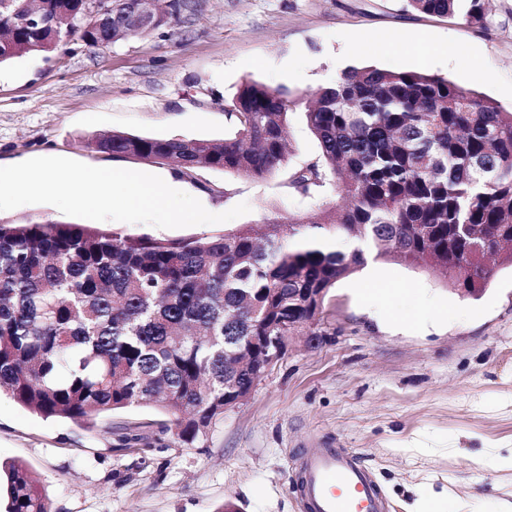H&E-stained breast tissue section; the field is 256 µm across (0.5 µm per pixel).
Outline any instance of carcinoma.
Listing matches in <instances>:
<instances>
[{"label":"carcinoma","mask_w":512,"mask_h":512,"mask_svg":"<svg viewBox=\"0 0 512 512\" xmlns=\"http://www.w3.org/2000/svg\"><path fill=\"white\" fill-rule=\"evenodd\" d=\"M128 0L87 29L83 0H40L32 26L0 0V64L77 38L88 47L171 27L189 0L155 6L154 22L123 24ZM485 0H409L422 13L480 24ZM304 119L318 157L288 168V187L333 190L346 206L319 207L264 232L242 224L171 241L50 219L0 221V393L45 418L87 429L133 406L166 419L162 433L202 443L224 419V352L248 336L316 324L314 296L374 258H421L462 294L485 288L502 254L512 267V110L419 71L348 68L310 94ZM285 91L247 81L232 100L236 132L221 143L125 132L88 137L114 158L262 179L287 168ZM353 242L349 252L330 241ZM310 303L300 305L301 290ZM4 512H51L28 468L3 469Z\"/></svg>","instance_id":"1"}]
</instances>
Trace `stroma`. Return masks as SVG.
<instances>
[{
	"mask_svg": "<svg viewBox=\"0 0 512 512\" xmlns=\"http://www.w3.org/2000/svg\"><path fill=\"white\" fill-rule=\"evenodd\" d=\"M486 19L412 10L407 0H194L171 28L102 49L74 40L0 65V167L60 156L91 166L173 173L85 148L112 131L154 138L232 137L227 112L241 84L285 89L295 102L291 164L319 148L303 118L309 93L342 70L425 71L512 106V0H485ZM393 35L390 51L368 42ZM264 180L202 170L184 192L225 223L167 229L113 220L124 234L179 240L301 215L316 199ZM320 343L292 337L250 397L228 409L206 442L163 435L152 447L37 416L0 397V466L28 467L53 512H302L296 453L326 445L356 453L388 501L418 512L428 495L442 512H503L512 469L484 458L512 451V267L496 266L480 296L462 295L422 263L378 262L327 295Z\"/></svg>",
	"mask_w": 512,
	"mask_h": 512,
	"instance_id": "stroma-1",
	"label": "stroma"
}]
</instances>
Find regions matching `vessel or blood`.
<instances>
[{"label":"vessel or blood","mask_w":512,"mask_h":512,"mask_svg":"<svg viewBox=\"0 0 512 512\" xmlns=\"http://www.w3.org/2000/svg\"><path fill=\"white\" fill-rule=\"evenodd\" d=\"M297 475L304 512H385L372 473L342 448L302 449Z\"/></svg>","instance_id":"obj_1"}]
</instances>
